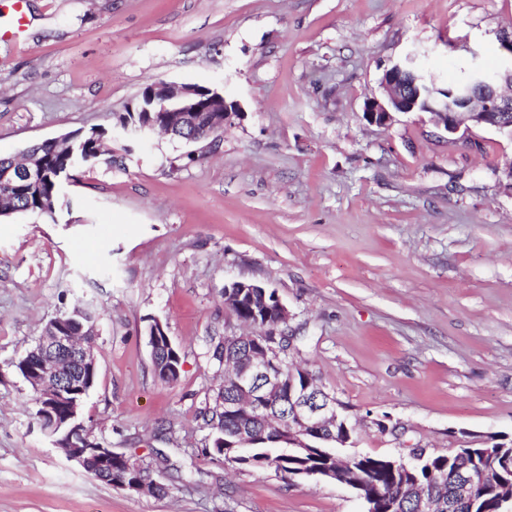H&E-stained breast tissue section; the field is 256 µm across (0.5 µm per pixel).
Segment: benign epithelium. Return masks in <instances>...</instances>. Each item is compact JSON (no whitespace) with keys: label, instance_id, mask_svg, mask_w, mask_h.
<instances>
[{"label":"benign epithelium","instance_id":"7a95c632","mask_svg":"<svg viewBox=\"0 0 512 512\" xmlns=\"http://www.w3.org/2000/svg\"><path fill=\"white\" fill-rule=\"evenodd\" d=\"M404 64H395L386 70L381 85L384 97H370L364 106L366 119L377 125H386L395 113L429 112L438 124L451 134L466 135L475 127H491L512 139V121L507 114L512 112V97L500 92V86L512 87V70L505 69L489 74L480 68L473 70L470 79L457 88L446 91L436 90L425 99L412 95L402 81ZM145 112H167L174 123H189L198 112H219L222 119H214L215 127L221 128L226 117L239 111L237 104L227 101L221 94L212 92L202 98V90L196 86L176 83L155 82L147 97ZM45 174V162L27 158L25 165H13L0 169V182L12 185L22 179L30 184L41 181ZM173 348L172 341L159 321L148 329V345L155 350L161 344ZM96 370V359L91 346H77L71 332L54 327L38 341L37 359L25 368V381L36 391L41 406L40 416L45 428L53 436V445L61 449L68 460L84 468L95 459L100 467L112 469L115 452L104 448L91 439L89 431L80 421L81 396L92 386ZM265 377L264 395L276 393L281 386L279 376L270 372L265 363H251L239 373L237 383L240 391L248 396L256 394V376ZM342 417L337 411L336 399L326 398L324 402H312L307 391L300 392L292 404L288 423L294 430L288 432V445L294 448L306 447V430L327 426L329 440L338 448L349 443L344 433H336Z\"/></svg>","mask_w":512,"mask_h":512}]
</instances>
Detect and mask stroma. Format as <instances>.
Listing matches in <instances>:
<instances>
[{
    "label": "stroma",
    "instance_id": "stroma-1",
    "mask_svg": "<svg viewBox=\"0 0 512 512\" xmlns=\"http://www.w3.org/2000/svg\"><path fill=\"white\" fill-rule=\"evenodd\" d=\"M25 18L0 39V155L105 128L120 161L76 171L53 216L0 220V512H364L345 485L211 453L213 352L242 329L233 280L276 291L355 454L512 439V140L364 117L406 57L444 83L474 60L512 66V0H26ZM151 81L239 111L213 142L128 139L115 116ZM77 306L97 330L81 418L167 497L95 480L33 419L14 364ZM155 319L181 359L170 386Z\"/></svg>",
    "mask_w": 512,
    "mask_h": 512
}]
</instances>
